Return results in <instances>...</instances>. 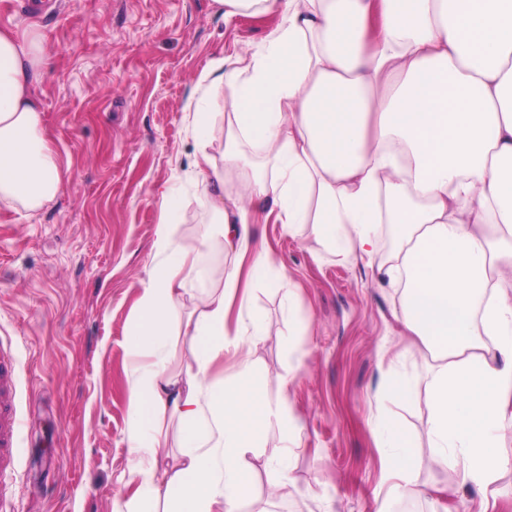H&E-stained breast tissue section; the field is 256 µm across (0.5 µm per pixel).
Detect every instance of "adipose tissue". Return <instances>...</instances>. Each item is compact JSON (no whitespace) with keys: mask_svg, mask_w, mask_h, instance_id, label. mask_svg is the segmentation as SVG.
I'll return each instance as SVG.
<instances>
[{"mask_svg":"<svg viewBox=\"0 0 512 512\" xmlns=\"http://www.w3.org/2000/svg\"><path fill=\"white\" fill-rule=\"evenodd\" d=\"M216 2L279 22L246 65L228 70L217 59L203 72L230 103L194 106L198 158L155 195L154 264L131 328L126 512H243L250 461L270 426L284 456L299 445L285 396L269 397L254 375L265 324L253 289L273 284L296 304L282 262L252 243L256 200L271 201L289 233H311L344 258L372 255L381 225L391 226L395 247L378 275L401 284L400 321L430 356L426 460L487 494L512 465L502 451L512 428V0ZM52 57L39 36L0 28V206L16 211L42 209L61 186L35 90ZM219 138L215 156L208 148ZM185 182L213 216L201 250L219 242L251 256L250 287L238 270H201L178 245L190 220ZM205 276L214 286L184 316L188 283ZM177 336L195 361L181 374L170 369ZM239 350L237 375L214 378L213 366ZM414 394L395 378L377 400L392 498L413 493L425 459L387 402ZM168 422L182 450L171 473L158 467Z\"/></svg>","mask_w":512,"mask_h":512,"instance_id":"1","label":"adipose tissue"}]
</instances>
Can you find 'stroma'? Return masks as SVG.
I'll list each match as a JSON object with an SVG mask.
<instances>
[{"mask_svg": "<svg viewBox=\"0 0 512 512\" xmlns=\"http://www.w3.org/2000/svg\"><path fill=\"white\" fill-rule=\"evenodd\" d=\"M277 23L224 16L214 0H0L1 28L57 50L36 89L46 135L68 167L60 193L36 213L0 207V351L16 361L24 418L19 477L0 512H114L131 459L130 326L160 222L154 195L196 158L184 107L207 92L204 70L222 58L247 63ZM184 201L193 219L178 243L192 253L210 209L191 187ZM254 233L287 269L305 358L289 375L283 293L257 289L266 328L254 353L259 379L270 396L287 391L301 446L291 485L265 499L281 446L277 427L268 429L244 510L375 512L388 473L375 396L393 377L428 373L397 319L400 292L379 283L381 255L343 259L263 216ZM498 485L502 496L485 503L455 470L425 467L417 493L388 510L512 512V471ZM433 486L446 497L431 495Z\"/></svg>", "mask_w": 512, "mask_h": 512, "instance_id": "stroma-1", "label": "stroma"}]
</instances>
